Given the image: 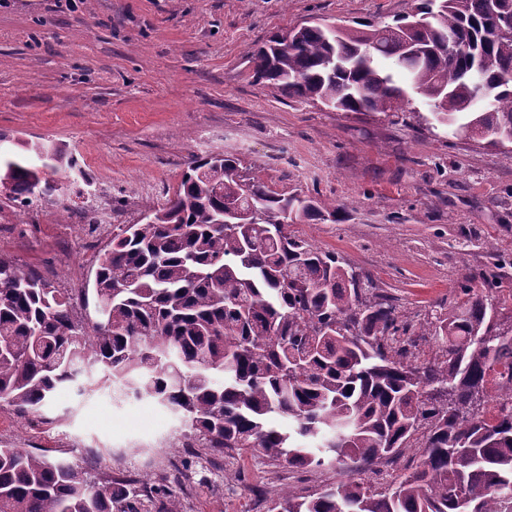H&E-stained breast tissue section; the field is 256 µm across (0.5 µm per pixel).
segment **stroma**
I'll list each match as a JSON object with an SVG mask.
<instances>
[{"instance_id":"stroma-1","label":"stroma","mask_w":512,"mask_h":512,"mask_svg":"<svg viewBox=\"0 0 512 512\" xmlns=\"http://www.w3.org/2000/svg\"><path fill=\"white\" fill-rule=\"evenodd\" d=\"M413 0H0V134L9 150L42 142L71 156L67 203L21 210L0 193V254L72 294L90 287L112 228L163 205L188 162L240 156L277 190L344 203L343 222L293 230L368 271L404 314L452 304L480 286L491 256H512V147L423 122L422 98L400 117L334 112L254 82L247 50L311 17L392 22ZM108 224L83 221L84 194ZM54 422L0 411V442L63 457L106 477L154 475L168 456L189 477L185 512H253L279 488L314 493L335 468L270 465L253 450L206 462L171 449L179 423L150 399L60 390Z\"/></svg>"}]
</instances>
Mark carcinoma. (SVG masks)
Here are the masks:
<instances>
[{
    "label": "carcinoma",
    "mask_w": 512,
    "mask_h": 512,
    "mask_svg": "<svg viewBox=\"0 0 512 512\" xmlns=\"http://www.w3.org/2000/svg\"><path fill=\"white\" fill-rule=\"evenodd\" d=\"M512 0H420L390 24L331 30L313 18L247 52L252 78L337 112H407L412 95L454 134L512 145ZM0 154V192L23 208L66 195L59 150ZM345 206L282 192L234 154L193 159L173 196L121 224L75 298L0 255V408L46 415L55 393L100 384L181 422L173 448L254 449L296 471L334 466L336 485L280 490L268 512H512V415L493 395L512 367V289L497 260L488 294L413 320L372 276L293 224ZM435 343L425 357L418 340ZM412 453L384 489L363 472ZM126 488L63 459L0 446V512H184L162 473Z\"/></svg>",
    "instance_id": "1"
}]
</instances>
